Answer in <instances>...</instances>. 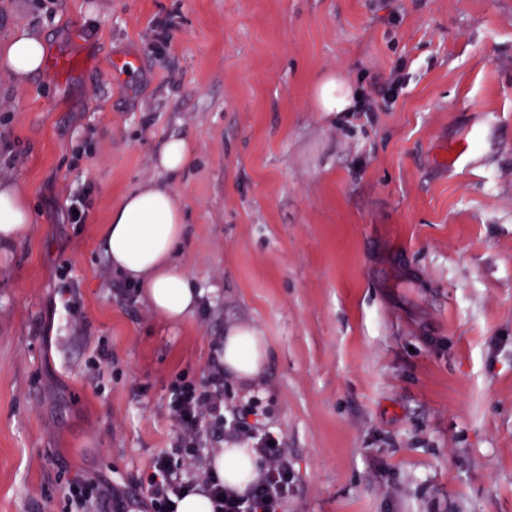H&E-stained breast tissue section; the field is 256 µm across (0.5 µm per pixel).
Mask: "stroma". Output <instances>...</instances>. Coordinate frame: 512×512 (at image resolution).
Returning a JSON list of instances; mask_svg holds the SVG:
<instances>
[{"instance_id":"35a3bbf8","label":"stroma","mask_w":512,"mask_h":512,"mask_svg":"<svg viewBox=\"0 0 512 512\" xmlns=\"http://www.w3.org/2000/svg\"><path fill=\"white\" fill-rule=\"evenodd\" d=\"M20 27L73 64L0 73V182L34 212L0 250V512L138 491L172 383L237 323L267 361L224 400L281 439L282 512H512V0H0V43ZM321 74L374 111H320ZM172 137L204 293L179 325L124 296L101 235ZM69 496L82 508L92 512H130L129 504L115 489L112 492L102 482L94 479L74 481Z\"/></svg>"}]
</instances>
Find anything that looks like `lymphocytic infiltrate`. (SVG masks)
<instances>
[{
  "instance_id": "obj_1",
  "label": "lymphocytic infiltrate",
  "mask_w": 512,
  "mask_h": 512,
  "mask_svg": "<svg viewBox=\"0 0 512 512\" xmlns=\"http://www.w3.org/2000/svg\"><path fill=\"white\" fill-rule=\"evenodd\" d=\"M249 408L227 410L224 405V364L211 359L200 380L181 381L171 391L169 415L180 437L174 451H164L151 462L142 481V493L150 512H172L175 499L197 487H204L214 504V512H280L294 482V472L278 438L249 422ZM214 434L230 432L239 439L254 441L263 471L244 492L224 487L200 460L213 446L204 439V430ZM69 496L88 512H129V504L119 492L109 490L94 479L74 481Z\"/></svg>"
}]
</instances>
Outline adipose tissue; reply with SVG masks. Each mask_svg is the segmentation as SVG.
I'll return each mask as SVG.
<instances>
[{
    "mask_svg": "<svg viewBox=\"0 0 512 512\" xmlns=\"http://www.w3.org/2000/svg\"><path fill=\"white\" fill-rule=\"evenodd\" d=\"M46 44L36 34L16 30L0 45V67L17 84L43 72ZM31 209L18 184H0V246L16 243L28 230ZM185 230L184 210L167 184L150 181L125 193L113 205L103 227V239L113 270L138 283L150 307L171 323L185 321L197 308L201 291L184 273L179 261ZM266 358L261 338L248 326L227 328L224 370L240 383L259 377ZM259 459L250 448H225L210 467L226 486L242 491L259 476Z\"/></svg>",
    "mask_w": 512,
    "mask_h": 512,
    "instance_id": "adipose-tissue-1",
    "label": "adipose tissue"
}]
</instances>
